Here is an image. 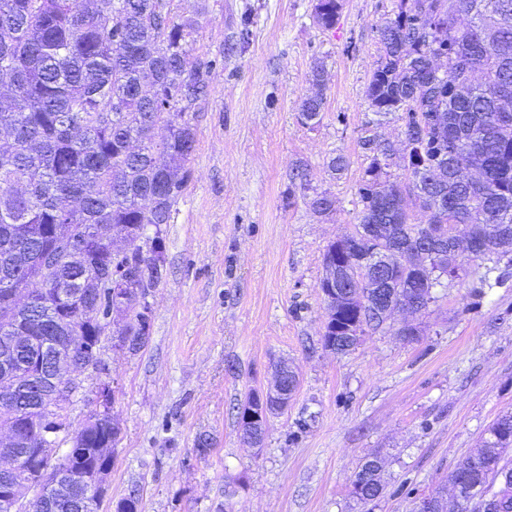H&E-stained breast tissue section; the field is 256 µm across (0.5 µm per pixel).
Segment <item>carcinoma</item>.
I'll use <instances>...</instances> for the list:
<instances>
[{
  "instance_id": "1",
  "label": "carcinoma",
  "mask_w": 512,
  "mask_h": 512,
  "mask_svg": "<svg viewBox=\"0 0 512 512\" xmlns=\"http://www.w3.org/2000/svg\"><path fill=\"white\" fill-rule=\"evenodd\" d=\"M339 0H319L316 18L332 26ZM498 37L486 42L485 30ZM192 19L171 16L166 0H0V75L11 98L0 104V336L26 334L25 371L51 388L38 342L78 336L72 352L100 361L105 331L97 307L112 288L99 258L69 249V239L93 226L136 236L170 223L189 178L195 149L190 113L209 92L215 60L195 54ZM382 53L366 89L376 116L401 123L403 167L409 182L384 179L390 143L369 136L359 146L371 158L357 189L358 240L332 242V261L351 282L369 257H407L409 270L387 288L386 312L420 311L460 268L457 224L470 226L468 243L494 262L480 277L492 289L496 264L512 261V0H397L393 17L377 27ZM321 92L306 97L300 120L315 125ZM165 127L158 139L155 130ZM424 219L416 220L408 205ZM448 227V253L419 252L426 227ZM140 274L155 287L166 268L142 259ZM370 289L350 288L327 304L324 347L345 352V328L367 319ZM126 322L134 338L150 335L136 302ZM480 453L451 476L454 512H512V411L487 429ZM121 429L87 419L75 452L51 469L81 473L70 502L44 499L39 512H99L90 492L112 465L104 452ZM382 465L365 462L352 493L361 501L385 491Z\"/></svg>"
}]
</instances>
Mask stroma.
<instances>
[{
  "label": "stroma",
  "instance_id": "obj_1",
  "mask_svg": "<svg viewBox=\"0 0 512 512\" xmlns=\"http://www.w3.org/2000/svg\"><path fill=\"white\" fill-rule=\"evenodd\" d=\"M316 3L168 0L172 16L196 21L194 51L217 66L192 119L191 177L162 227L167 275L150 291L149 342L131 352L104 339L101 370L82 373L67 412L84 423L100 383L115 382L121 434L102 512L133 490L141 512H414L432 491L452 497V472L512 410V265L477 301L484 263L464 258L466 276L424 312L394 314L348 354L322 346L323 254L356 224L368 165L358 138L369 130L398 144L403 134L395 121L373 125L365 97L394 0H340L329 28ZM238 40L242 50L225 54ZM316 61L325 104L307 126L299 106ZM338 155L347 166L335 173ZM321 193L333 201L322 215L310 205ZM407 324L416 340L399 336ZM282 359L298 388L251 446L236 407ZM373 455L386 490L364 504L352 480Z\"/></svg>",
  "mask_w": 512,
  "mask_h": 512
}]
</instances>
